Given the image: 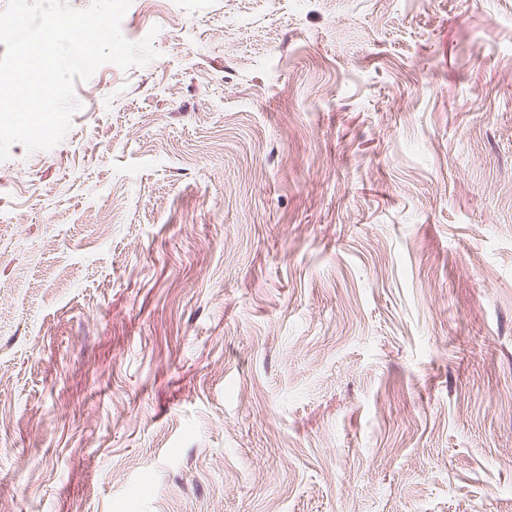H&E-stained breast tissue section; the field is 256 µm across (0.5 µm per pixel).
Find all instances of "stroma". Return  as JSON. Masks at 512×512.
<instances>
[{"instance_id":"35a3bbf8","label":"stroma","mask_w":512,"mask_h":512,"mask_svg":"<svg viewBox=\"0 0 512 512\" xmlns=\"http://www.w3.org/2000/svg\"><path fill=\"white\" fill-rule=\"evenodd\" d=\"M0 162V512H512V0H132Z\"/></svg>"}]
</instances>
